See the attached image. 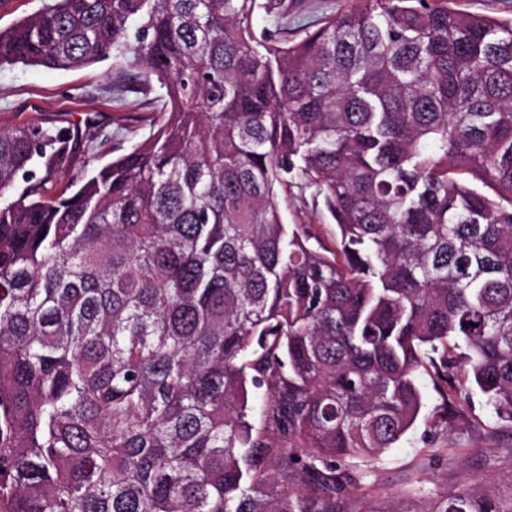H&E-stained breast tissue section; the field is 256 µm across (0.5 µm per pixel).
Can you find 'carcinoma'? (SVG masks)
I'll return each mask as SVG.
<instances>
[{
    "label": "carcinoma",
    "instance_id": "carcinoma-1",
    "mask_svg": "<svg viewBox=\"0 0 512 512\" xmlns=\"http://www.w3.org/2000/svg\"><path fill=\"white\" fill-rule=\"evenodd\" d=\"M51 0L0 68L106 60L164 118L59 193L0 129V512L362 509L343 462L477 389L512 422V20L357 0ZM332 222L288 224L279 191ZM422 512H512L464 484ZM305 9L300 16L291 20L288 18V28L281 26L279 37L292 39L300 26L316 25L322 16L342 11L347 6L348 0H300Z\"/></svg>",
    "mask_w": 512,
    "mask_h": 512
}]
</instances>
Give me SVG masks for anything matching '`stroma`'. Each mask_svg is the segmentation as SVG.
<instances>
[{"instance_id":"35a3bbf8","label":"stroma","mask_w":512,"mask_h":512,"mask_svg":"<svg viewBox=\"0 0 512 512\" xmlns=\"http://www.w3.org/2000/svg\"><path fill=\"white\" fill-rule=\"evenodd\" d=\"M305 9L287 27L276 28L258 14L257 32L279 29L293 37L299 28L317 24L324 15L340 12L347 0H302ZM111 61L69 71L22 65L0 68V127L18 124L76 125L93 119L103 135L72 146L70 170L58 176L66 185L72 175L104 165L146 138L161 121L155 93L134 83L114 95ZM460 421L447 433L431 434L417 423L395 445L370 459L350 460L353 499L370 502L401 497L406 506L447 494L470 483L493 491L512 486V424L500 420L481 392L462 404Z\"/></svg>"}]
</instances>
